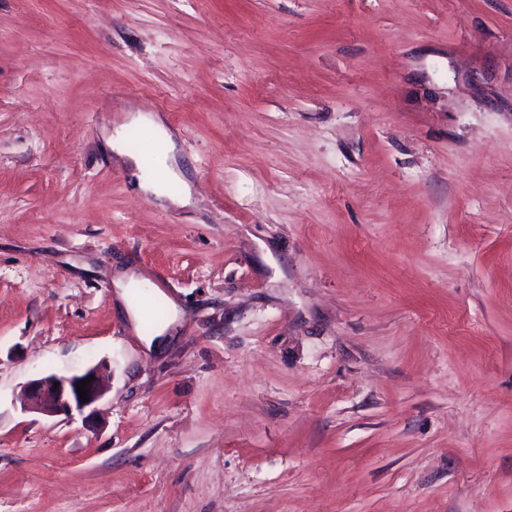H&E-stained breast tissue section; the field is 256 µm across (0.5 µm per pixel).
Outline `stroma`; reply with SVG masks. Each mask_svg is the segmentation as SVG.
I'll return each mask as SVG.
<instances>
[{
  "mask_svg": "<svg viewBox=\"0 0 512 512\" xmlns=\"http://www.w3.org/2000/svg\"><path fill=\"white\" fill-rule=\"evenodd\" d=\"M0 512H512V0H0ZM133 123H142L155 131L153 141L160 152V175L156 177H147L144 175L145 157L143 154H130L124 150L123 139L121 138L120 127L115 129L114 135L108 139V143L119 157L128 160L138 174L137 185L142 191H149L157 199L166 200L176 206H187L191 203V191L188 181L184 178L181 171L176 166V142L172 133L162 127V125L152 116L138 114L132 118ZM170 180H177L183 184V192L177 197L169 196L167 193V183ZM91 378L86 385L89 400L82 402L78 394L79 381ZM59 382L58 388L54 383ZM24 409L28 412L48 417H73L74 413L83 415L91 409L103 396L99 367L93 366L80 374L70 376L48 374L29 380L25 386Z\"/></svg>",
  "mask_w": 512,
  "mask_h": 512,
  "instance_id": "stroma-1",
  "label": "stroma"
}]
</instances>
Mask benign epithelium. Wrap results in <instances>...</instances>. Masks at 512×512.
I'll list each match as a JSON object with an SVG mask.
<instances>
[{"label":"benign epithelium","instance_id":"7a95c632","mask_svg":"<svg viewBox=\"0 0 512 512\" xmlns=\"http://www.w3.org/2000/svg\"><path fill=\"white\" fill-rule=\"evenodd\" d=\"M91 378L86 385L89 400L83 402L78 394L79 382ZM59 386H54V383ZM24 409L48 417L80 415L92 408L103 396L99 367L93 366L70 376L48 374L29 380L25 386Z\"/></svg>","mask_w":512,"mask_h":512}]
</instances>
